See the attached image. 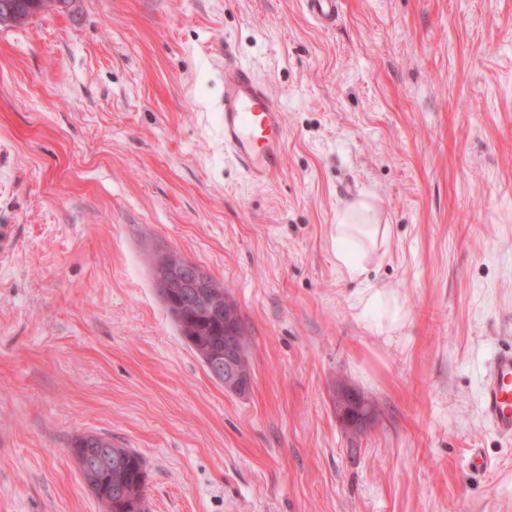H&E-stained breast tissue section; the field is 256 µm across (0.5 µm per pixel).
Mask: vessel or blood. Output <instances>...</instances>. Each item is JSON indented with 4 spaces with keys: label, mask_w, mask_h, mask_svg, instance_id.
Returning a JSON list of instances; mask_svg holds the SVG:
<instances>
[{
    "label": "vessel or blood",
    "mask_w": 512,
    "mask_h": 512,
    "mask_svg": "<svg viewBox=\"0 0 512 512\" xmlns=\"http://www.w3.org/2000/svg\"><path fill=\"white\" fill-rule=\"evenodd\" d=\"M310 16L320 25L332 24L339 0H304ZM224 150L243 175L267 183L282 164L284 115L267 86L244 61L224 62V99L217 114ZM482 411L493 430L512 440V347L493 357L481 389Z\"/></svg>",
    "instance_id": "vessel-or-blood-1"
}]
</instances>
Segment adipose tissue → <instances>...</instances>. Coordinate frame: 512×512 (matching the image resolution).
Returning <instances> with one entry per match:
<instances>
[{
  "label": "adipose tissue",
  "instance_id": "adipose-tissue-1",
  "mask_svg": "<svg viewBox=\"0 0 512 512\" xmlns=\"http://www.w3.org/2000/svg\"><path fill=\"white\" fill-rule=\"evenodd\" d=\"M389 237V225L381 223L375 206L365 199L352 201L338 211L331 234L337 267L361 284L354 306L365 330L386 340L402 336L410 323L400 293L370 277L386 253Z\"/></svg>",
  "mask_w": 512,
  "mask_h": 512
}]
</instances>
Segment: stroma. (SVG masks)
<instances>
[{
    "label": "stroma",
    "instance_id": "1",
    "mask_svg": "<svg viewBox=\"0 0 512 512\" xmlns=\"http://www.w3.org/2000/svg\"><path fill=\"white\" fill-rule=\"evenodd\" d=\"M228 51L284 113L265 185L219 137ZM363 197L405 342L364 329L331 249ZM165 250L236 304L247 393L180 335ZM509 346L512 0H340L327 27L303 0H76L0 26V512H104L84 432L142 455L149 512H512L480 405ZM341 385L376 407L360 429Z\"/></svg>",
    "mask_w": 512,
    "mask_h": 512
}]
</instances>
